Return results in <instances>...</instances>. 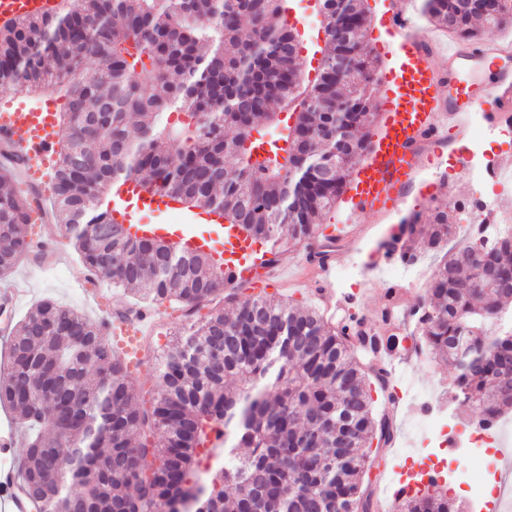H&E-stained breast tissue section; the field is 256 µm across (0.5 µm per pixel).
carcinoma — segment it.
<instances>
[{
  "label": "carcinoma",
  "mask_w": 512,
  "mask_h": 512,
  "mask_svg": "<svg viewBox=\"0 0 512 512\" xmlns=\"http://www.w3.org/2000/svg\"><path fill=\"white\" fill-rule=\"evenodd\" d=\"M324 46L305 71L288 0H73L64 15L0 30V88L50 91L61 101L54 218L92 274L191 317L157 372L152 400L114 355L98 324L52 300L16 325L0 406L35 433L20 468L37 512H349L360 501L376 434L370 377L350 353L347 327L287 303L224 288L209 254L135 238L109 219L114 181L136 179L188 208H211L269 247L272 257L313 238L336 208L369 133L336 161V102L359 130L378 69L365 51L363 0H315ZM448 33L474 39L512 23V0L483 17L459 0H425ZM89 58L99 60L85 71ZM176 110L184 121L171 124ZM291 111L294 124L277 113ZM257 133L270 147L260 156ZM0 165V276L27 255L30 194ZM401 225L406 263L415 242L443 253L415 313L424 346L456 366L453 400L489 427L512 411V234L474 249L448 248L457 209L436 206L428 227ZM235 305L224 314L218 297ZM224 448L209 447L213 427ZM85 466L62 472L63 454ZM151 457V483L123 492ZM79 490H72V486ZM234 490L228 496L226 488ZM406 512H457L447 489L406 502Z\"/></svg>",
  "instance_id": "1"
}]
</instances>
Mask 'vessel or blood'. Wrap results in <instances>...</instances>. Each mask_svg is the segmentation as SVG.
Returning <instances> with one entry per match:
<instances>
[{"label":"vessel or blood","mask_w":512,"mask_h":512,"mask_svg":"<svg viewBox=\"0 0 512 512\" xmlns=\"http://www.w3.org/2000/svg\"><path fill=\"white\" fill-rule=\"evenodd\" d=\"M65 5L66 0H0V27L60 14ZM379 32L386 61L377 74L378 131L342 199L336 230L344 239L355 237L361 214H372L383 222L408 210L412 202L424 206L445 198V184L424 179L423 172L438 158L440 148L466 136L475 115L490 124L512 120V72L500 66L512 58V38L494 32L473 44L449 42L440 32L416 27L411 0H382ZM435 56L446 60V72L434 69L431 59ZM58 139L59 108L52 93L0 91V162L13 165L22 185L39 193V204L31 215L35 224L50 221L52 201L45 188L57 160ZM160 210L175 216V223L142 222L141 213ZM112 221L125 225L134 236L170 237L191 253L211 245L192 232V225L219 224L223 218L215 211H186L170 197L146 192L138 181L129 179L113 191ZM224 237L237 241L235 252L221 266L225 287L276 281V266L261 244L229 228ZM318 275L326 285L321 297L324 311L335 310L340 303H359V292L339 294L332 289L335 267L323 266ZM150 321L143 313L134 324L121 316L101 322L103 335L131 369L143 364L140 346ZM434 476L429 470L410 481L403 465H395L381 494L393 503L404 502L411 499L418 482H430ZM32 509L15 472L0 470V512Z\"/></svg>","instance_id":"vessel-or-blood-1"}]
</instances>
